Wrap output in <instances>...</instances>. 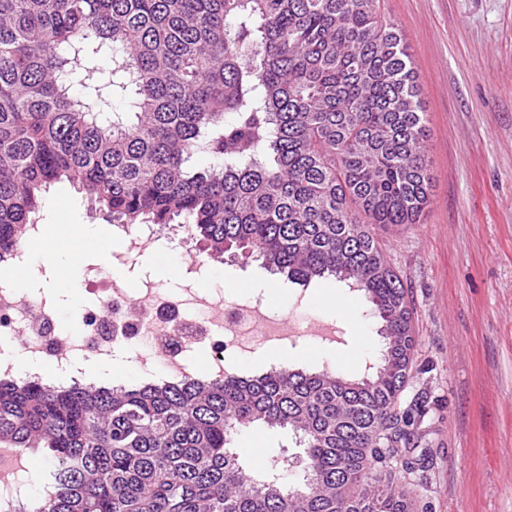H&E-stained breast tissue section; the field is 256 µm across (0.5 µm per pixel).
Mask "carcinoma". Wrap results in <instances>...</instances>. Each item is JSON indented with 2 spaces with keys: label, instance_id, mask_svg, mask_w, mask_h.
Instances as JSON below:
<instances>
[{
  "label": "carcinoma",
  "instance_id": "cac0c4a2",
  "mask_svg": "<svg viewBox=\"0 0 512 512\" xmlns=\"http://www.w3.org/2000/svg\"><path fill=\"white\" fill-rule=\"evenodd\" d=\"M425 137L376 0H0V256L66 181L110 224H178L199 255L348 280L385 340L361 379L0 380V443L42 450L51 480L24 512H414L372 476L414 424L397 411L414 338L368 225L419 221ZM255 424L294 435L304 493L273 456L247 466L234 442Z\"/></svg>",
  "mask_w": 512,
  "mask_h": 512
}]
</instances>
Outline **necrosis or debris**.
Wrapping results in <instances>:
<instances>
[{"label":"necrosis or debris","instance_id":"obj_1","mask_svg":"<svg viewBox=\"0 0 512 512\" xmlns=\"http://www.w3.org/2000/svg\"><path fill=\"white\" fill-rule=\"evenodd\" d=\"M112 234L119 242L112 259L123 264L156 252L164 238L153 224H116ZM188 270L193 278L180 292L144 282L139 287L141 300L134 303L126 288L107 282L101 268L88 267L82 286L93 299L75 336L60 331V312L53 300L1 280L0 378L16 376L13 338L20 333L27 337L25 352L32 363L54 367L46 380L51 387L86 382L88 363L107 361L121 349L142 382L185 378L193 367L191 354L198 349L208 353L210 376L220 377L225 351L296 335V328L271 315L261 298L240 296L227 302L199 293L194 278L207 272L205 260L192 258ZM160 364L166 367L161 374L156 371Z\"/></svg>","mask_w":512,"mask_h":512}]
</instances>
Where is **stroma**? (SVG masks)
<instances>
[{"label":"stroma","instance_id":"1","mask_svg":"<svg viewBox=\"0 0 512 512\" xmlns=\"http://www.w3.org/2000/svg\"><path fill=\"white\" fill-rule=\"evenodd\" d=\"M378 13L402 37L416 71L425 113L424 142L433 175L418 223L374 224L370 230L400 275L412 317L411 370L398 405L418 410L408 444L387 472L409 488L417 512H512V0H377ZM41 224L100 225L104 218L68 183L52 184L36 216ZM188 246L116 267L88 249L85 260L110 280L133 288L148 278L178 291L171 262L187 263ZM209 285L225 298L262 296L271 313L298 326L332 324V342L316 335L279 349L269 344L238 359L253 373L278 362L348 377L379 364L382 323L369 316L363 292L335 278L308 286L271 275L260 262L213 261ZM45 275L61 328L77 333L87 305L80 288ZM370 338L360 347V334ZM237 447L261 470L269 455L296 456L291 434L253 427Z\"/></svg>","mask_w":512,"mask_h":512}]
</instances>
